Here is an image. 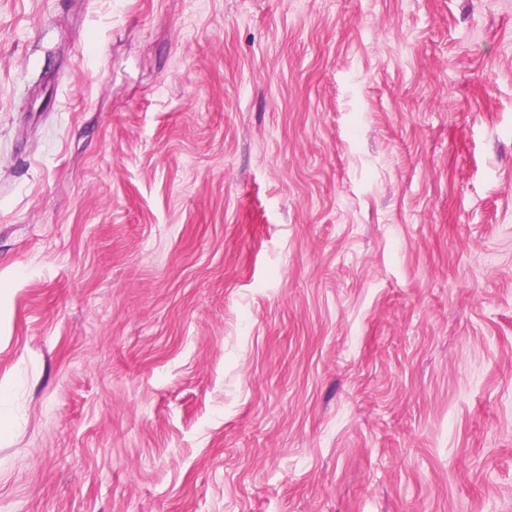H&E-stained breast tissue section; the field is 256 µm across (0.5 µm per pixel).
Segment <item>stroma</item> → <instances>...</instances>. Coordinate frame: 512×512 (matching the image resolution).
Here are the masks:
<instances>
[{
	"label": "stroma",
	"mask_w": 512,
	"mask_h": 512,
	"mask_svg": "<svg viewBox=\"0 0 512 512\" xmlns=\"http://www.w3.org/2000/svg\"><path fill=\"white\" fill-rule=\"evenodd\" d=\"M0 512H512V0H0Z\"/></svg>",
	"instance_id": "1"
}]
</instances>
